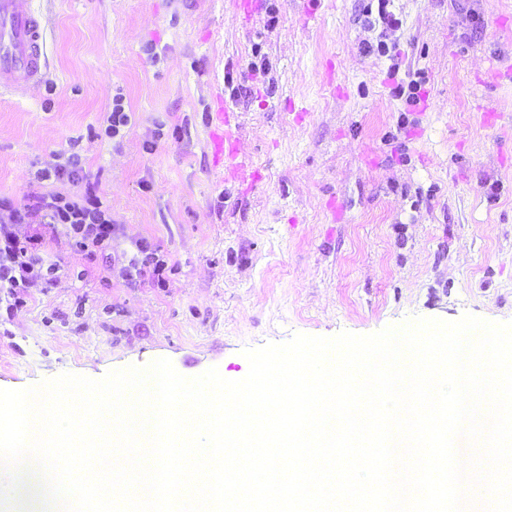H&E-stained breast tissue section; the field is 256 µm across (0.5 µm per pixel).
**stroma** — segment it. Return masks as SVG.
Returning a JSON list of instances; mask_svg holds the SVG:
<instances>
[{"label":"stroma","mask_w":512,"mask_h":512,"mask_svg":"<svg viewBox=\"0 0 512 512\" xmlns=\"http://www.w3.org/2000/svg\"><path fill=\"white\" fill-rule=\"evenodd\" d=\"M238 2L35 0L46 79L0 99V200L73 192L40 173L76 156L114 234L19 225L58 272L0 304V389L158 359L240 380L298 333L512 323V0H390L385 33L377 0ZM144 242L160 274L135 273ZM224 107H220L211 119L210 137L213 144L214 151L217 155L225 156V158L232 157L233 151L230 147L224 148L225 143L230 144V139L224 133Z\"/></svg>","instance_id":"35a3bbf8"}]
</instances>
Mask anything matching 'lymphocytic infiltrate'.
<instances>
[{
  "label": "lymphocytic infiltrate",
  "mask_w": 512,
  "mask_h": 512,
  "mask_svg": "<svg viewBox=\"0 0 512 512\" xmlns=\"http://www.w3.org/2000/svg\"><path fill=\"white\" fill-rule=\"evenodd\" d=\"M19 224L65 225L70 238L91 250L107 249L112 242V220L92 188L73 195L36 194L21 208L0 203V293L17 305L30 282L51 280L57 271L43 266L32 239L16 232Z\"/></svg>",
  "instance_id": "lymphocytic-infiltrate-1"
}]
</instances>
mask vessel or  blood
<instances>
[{"label": "vessel or blood", "mask_w": 512, "mask_h": 512, "mask_svg": "<svg viewBox=\"0 0 512 512\" xmlns=\"http://www.w3.org/2000/svg\"><path fill=\"white\" fill-rule=\"evenodd\" d=\"M44 24L32 0H0V94L22 93L45 78ZM210 137L217 155L232 157L224 113L216 111Z\"/></svg>", "instance_id": "vessel-or-blood-1"}]
</instances>
